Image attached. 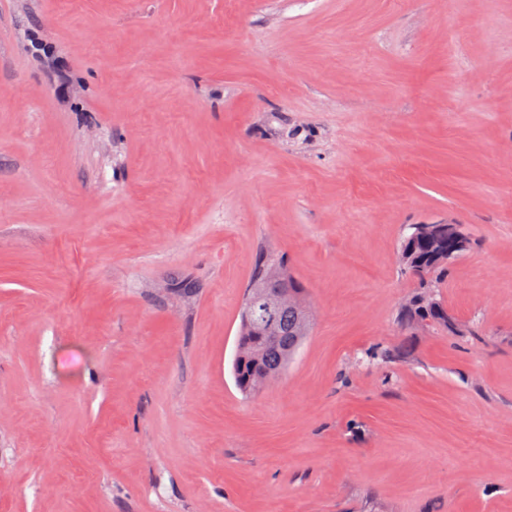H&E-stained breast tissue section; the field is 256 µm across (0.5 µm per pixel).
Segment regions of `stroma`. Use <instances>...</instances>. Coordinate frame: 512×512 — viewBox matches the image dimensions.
<instances>
[{
	"label": "stroma",
	"instance_id": "1",
	"mask_svg": "<svg viewBox=\"0 0 512 512\" xmlns=\"http://www.w3.org/2000/svg\"><path fill=\"white\" fill-rule=\"evenodd\" d=\"M448 223L470 330L403 325ZM0 512H512V0H0ZM463 227V226H462ZM461 224H431L429 231L448 241V257L437 254L438 244L426 238H419L415 243V253L420 258L417 264L402 262L403 266L422 280L429 274L441 273L448 269V260L465 248L466 235ZM273 258V256L262 252L258 260L255 264L254 272H253V281H256L257 284H266V283H272L277 282L276 279H274L270 275V260ZM273 260H277L279 263V267L283 269L284 272L288 273V285L293 287L299 294L303 293L305 295V290L302 288L301 284L298 282V280L291 274L290 271H288V266L284 262L283 259L277 258ZM253 301L262 302L263 308L269 315V322L273 324L283 310H290L294 313V325L289 329H283L282 334H290L296 336L298 330L305 333L309 328L310 322L313 321V314L309 306L303 305L297 301L293 293L284 285L275 288H267L260 285H252L248 288L242 303L244 314L247 313ZM295 328V331H292ZM288 349H291L288 356ZM297 350V336L295 343L286 348L284 360H288L295 354ZM287 342L292 343L288 336H273L267 329L263 312L258 307L247 316L241 313L232 368L241 393L252 395L263 388L260 372L279 369L283 361L282 345Z\"/></svg>",
	"mask_w": 512,
	"mask_h": 512
}]
</instances>
